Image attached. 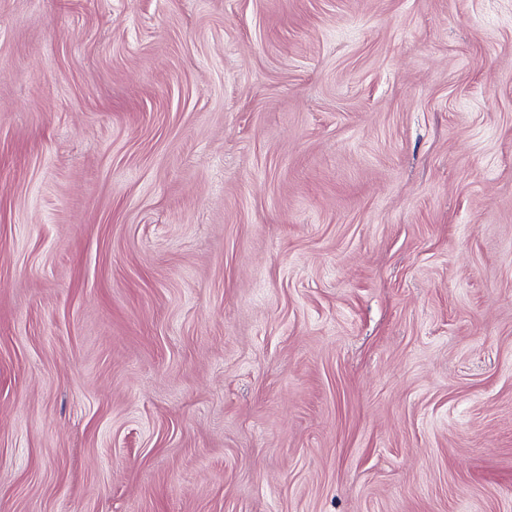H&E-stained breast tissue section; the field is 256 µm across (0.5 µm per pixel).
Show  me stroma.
I'll return each mask as SVG.
<instances>
[{"label": "stroma", "mask_w": 512, "mask_h": 512, "mask_svg": "<svg viewBox=\"0 0 512 512\" xmlns=\"http://www.w3.org/2000/svg\"><path fill=\"white\" fill-rule=\"evenodd\" d=\"M0 512H512V0H0Z\"/></svg>", "instance_id": "1"}]
</instances>
